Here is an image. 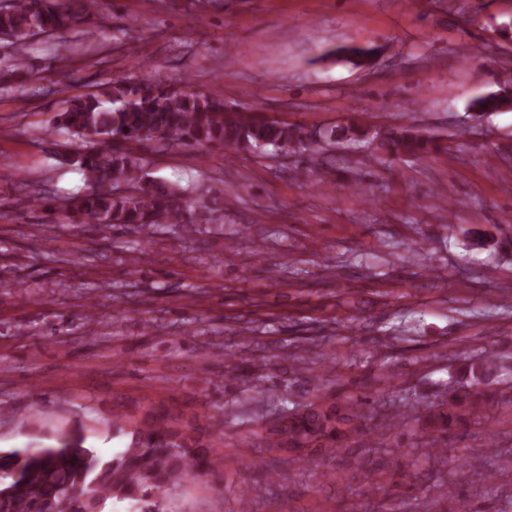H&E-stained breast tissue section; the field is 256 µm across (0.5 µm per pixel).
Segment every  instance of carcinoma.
<instances>
[{
	"mask_svg": "<svg viewBox=\"0 0 512 512\" xmlns=\"http://www.w3.org/2000/svg\"><path fill=\"white\" fill-rule=\"evenodd\" d=\"M94 0H9L0 11V33L11 37L1 47L12 50L16 72L28 73L18 46L43 33L61 34L85 26L94 16ZM375 50L341 45L337 60L361 66ZM57 115L65 132L103 137L73 155L84 175V189L69 207L44 205L46 197L31 193L18 200L22 209L45 206L53 224H94L114 227L180 224L186 230L213 221L216 208L201 197L188 204L184 190L141 174L142 158L133 148L152 143L160 148H227L255 153L272 149L286 157L311 159L323 140L367 137L352 125L321 133L285 121L260 119L238 109L215 107L205 94L175 90L161 81L132 83L114 77L96 93L65 97ZM512 109V76L498 91L475 98L473 118ZM438 144L406 124L388 131L380 142L386 155L419 156ZM500 370L492 355L467 360L459 380L446 395V408L429 418L443 432H452L490 407L497 392L490 388ZM150 425H137L128 446L110 459L101 458L81 435H64L54 446L16 449L0 455V512H103L112 499L135 502L137 512H173L170 503L184 483L217 467L198 439L177 428L178 416L167 409L151 410ZM366 402L317 398L300 408L285 409L278 421L254 435L274 455H318L342 447L349 434L365 427Z\"/></svg>",
	"mask_w": 512,
	"mask_h": 512,
	"instance_id": "carcinoma-1",
	"label": "carcinoma"
}]
</instances>
